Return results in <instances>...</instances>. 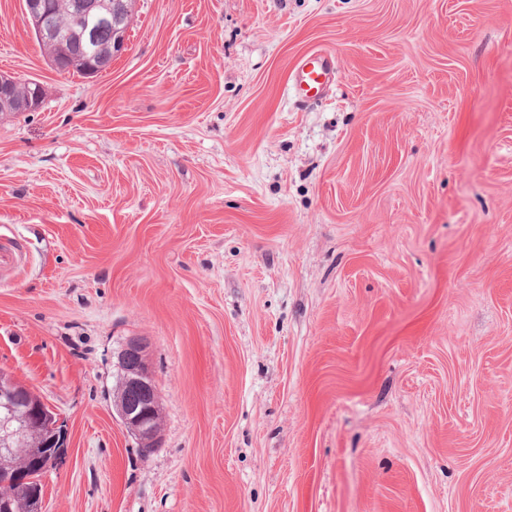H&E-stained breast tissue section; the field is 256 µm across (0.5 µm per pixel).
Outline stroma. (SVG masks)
I'll return each mask as SVG.
<instances>
[{"label": "stroma", "mask_w": 512, "mask_h": 512, "mask_svg": "<svg viewBox=\"0 0 512 512\" xmlns=\"http://www.w3.org/2000/svg\"><path fill=\"white\" fill-rule=\"evenodd\" d=\"M0 74L43 90L0 112V371L70 432L47 512H512V0H135L93 76L0 0ZM333 66V58L327 53L316 52L305 58L293 80L298 96L312 99L324 97L332 83ZM143 338H130L117 355L112 410L143 451L158 447L161 431L160 393Z\"/></svg>", "instance_id": "obj_1"}]
</instances>
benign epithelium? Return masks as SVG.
Returning <instances> with one entry per match:
<instances>
[{"mask_svg":"<svg viewBox=\"0 0 512 512\" xmlns=\"http://www.w3.org/2000/svg\"><path fill=\"white\" fill-rule=\"evenodd\" d=\"M102 0H86V17L111 25L112 50L125 44L130 0H114L103 11ZM29 23L41 41L64 49L67 36L45 24L46 0H25ZM146 340L129 339L117 355L112 410L143 451L158 447L161 431L160 393L149 364ZM70 445L64 421L27 386L0 371V485L24 491L23 505L10 492L0 493V512H46L45 479L65 459Z\"/></svg>","mask_w":512,"mask_h":512,"instance_id":"benign-epithelium-1","label":"benign epithelium"}]
</instances>
